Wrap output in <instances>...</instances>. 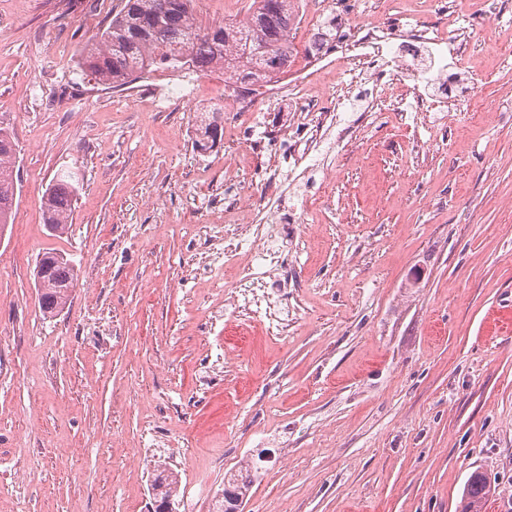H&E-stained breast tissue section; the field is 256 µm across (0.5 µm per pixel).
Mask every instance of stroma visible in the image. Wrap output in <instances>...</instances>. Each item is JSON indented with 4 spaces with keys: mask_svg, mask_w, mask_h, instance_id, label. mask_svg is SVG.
<instances>
[{
    "mask_svg": "<svg viewBox=\"0 0 512 512\" xmlns=\"http://www.w3.org/2000/svg\"><path fill=\"white\" fill-rule=\"evenodd\" d=\"M0 0V122L18 208L0 237V512H210L264 455L244 512H462L471 472L512 512V0H300L292 70L238 100L219 70L98 84L78 64L121 0ZM445 39V93L411 110L381 60L349 84L305 47L317 24ZM354 111L325 122L336 98ZM298 98L308 111L293 112ZM224 109L213 150L193 141ZM321 132L314 160L291 152ZM74 184L69 230L43 224ZM276 213L277 261L253 210ZM77 273L40 311L37 256ZM76 200V189L68 182H56L47 192L43 202V222L52 235L64 234L68 217ZM260 222L259 224H255L258 227V231L260 230V240H262V245L259 249L254 251L252 255V262L255 265H263L268 261H272L276 258V253L279 250V243L276 235H273L269 231L265 232L264 229H268V227L272 226L273 219L271 211L266 214H261L259 216ZM159 467H162V465H158L152 473L151 489L153 498L173 499L178 485L177 475L169 468L163 467L162 470H159Z\"/></svg>",
    "mask_w": 512,
    "mask_h": 512,
    "instance_id": "1",
    "label": "stroma"
}]
</instances>
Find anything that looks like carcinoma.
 I'll use <instances>...</instances> for the list:
<instances>
[{"label":"carcinoma","mask_w":512,"mask_h":512,"mask_svg":"<svg viewBox=\"0 0 512 512\" xmlns=\"http://www.w3.org/2000/svg\"><path fill=\"white\" fill-rule=\"evenodd\" d=\"M158 2L124 0L108 27L83 49L82 68L101 84L119 88L153 66H188L199 71L220 67L233 80L237 97L253 95L288 72L295 51L292 31L296 28L298 0H253L246 19L214 27H204L199 22L194 0H168L169 7L165 9ZM335 32L336 17L324 19L312 34L306 52L312 57L319 55L335 39ZM222 123L220 110L207 112L194 141L197 151L206 152L216 145ZM15 155L12 132L0 126V230L14 219ZM75 200L76 189L70 183L51 186L42 209L43 222L51 234L61 235L68 230ZM35 270L43 276L38 283L41 310L56 316L70 299L65 287L75 279L74 268L61 254L47 251L38 256ZM250 472L251 465L247 464L239 475L227 479L221 500L211 512H222L220 506L224 504L232 508L245 501L252 484ZM177 485L178 478L172 470L154 469L153 497L172 498ZM494 492L482 473H473L463 512H481L484 501Z\"/></svg>","instance_id":"1"}]
</instances>
